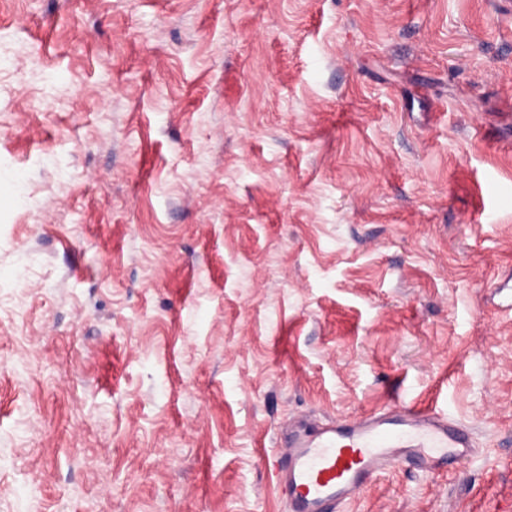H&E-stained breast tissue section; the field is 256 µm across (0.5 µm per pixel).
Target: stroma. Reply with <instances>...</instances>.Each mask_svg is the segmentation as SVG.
Listing matches in <instances>:
<instances>
[{
    "mask_svg": "<svg viewBox=\"0 0 512 512\" xmlns=\"http://www.w3.org/2000/svg\"><path fill=\"white\" fill-rule=\"evenodd\" d=\"M512 512V0H0V512H287L289 423ZM478 452L474 430L445 411L387 405L289 429L274 454V484L289 512H338L382 473L411 468L429 477Z\"/></svg>",
    "mask_w": 512,
    "mask_h": 512,
    "instance_id": "obj_1",
    "label": "stroma"
}]
</instances>
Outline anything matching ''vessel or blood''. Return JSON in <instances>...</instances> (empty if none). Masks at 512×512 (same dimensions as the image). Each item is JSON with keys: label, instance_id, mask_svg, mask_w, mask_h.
<instances>
[{"label": "vessel or blood", "instance_id": "1", "mask_svg": "<svg viewBox=\"0 0 512 512\" xmlns=\"http://www.w3.org/2000/svg\"><path fill=\"white\" fill-rule=\"evenodd\" d=\"M474 430L434 408L384 406L354 420L289 429L274 458V484L288 512H341L382 473L429 477L477 456Z\"/></svg>", "mask_w": 512, "mask_h": 512}]
</instances>
